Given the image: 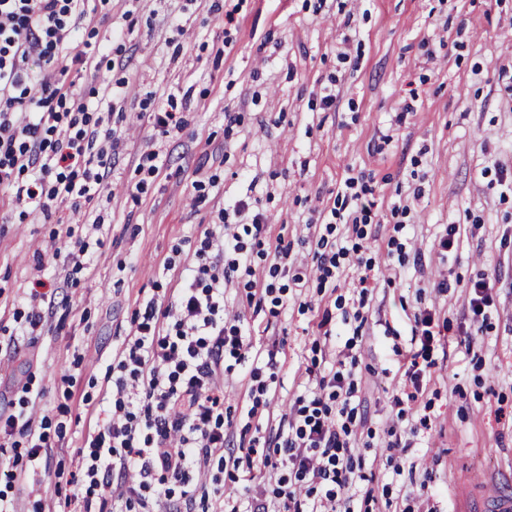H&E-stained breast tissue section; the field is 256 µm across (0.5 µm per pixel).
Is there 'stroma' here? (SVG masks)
<instances>
[{
    "mask_svg": "<svg viewBox=\"0 0 512 512\" xmlns=\"http://www.w3.org/2000/svg\"><path fill=\"white\" fill-rule=\"evenodd\" d=\"M98 18L79 51L100 69L64 76L91 112L93 89L112 88L109 125L120 138L93 229L58 205L57 220L23 212L0 190V399L19 403L33 381L43 396L50 449L35 475L12 489L17 512L75 490L77 450L90 405L135 311L182 286L204 231L218 213L249 202L262 213L266 249L291 248L285 274L268 261L238 272L224 303L252 329V354L278 347L270 417L248 428L238 376L224 383V451L255 434L274 436L281 414L318 389L314 352L330 368L343 336L324 337L317 315L360 326L355 368L362 420L353 428L362 478L356 512H456L458 498L498 481L512 495V0H96ZM338 90L323 107L325 90ZM181 131L149 120L168 93ZM159 152L163 165L148 169ZM366 187L371 222L358 239L347 178ZM349 248L335 286L316 281L317 225ZM88 241L95 263L76 270L53 259L61 228ZM457 243L443 249L448 228ZM368 293L359 297L360 278ZM284 287V303L250 301L247 280ZM491 285L492 304L473 319L471 287ZM448 290H440V282ZM54 294L36 335L20 326L35 284ZM365 322L357 324L355 312ZM443 336L416 400L396 406L414 350L416 316ZM406 452L389 454L388 428ZM371 499H364V492Z\"/></svg>",
    "mask_w": 512,
    "mask_h": 512,
    "instance_id": "obj_1",
    "label": "stroma"
}]
</instances>
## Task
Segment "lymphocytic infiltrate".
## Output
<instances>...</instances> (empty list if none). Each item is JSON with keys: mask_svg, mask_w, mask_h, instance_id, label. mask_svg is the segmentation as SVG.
<instances>
[{"mask_svg": "<svg viewBox=\"0 0 512 512\" xmlns=\"http://www.w3.org/2000/svg\"><path fill=\"white\" fill-rule=\"evenodd\" d=\"M89 2L0 0V184L47 220L64 201L77 210L98 204L112 165L111 128L61 78L68 64L90 63L74 49L91 18ZM34 58L44 62L36 73ZM265 232L258 214L242 232H204L177 295L146 302L108 366L112 384L77 453L76 492L56 508L35 501L33 512H104L109 500L124 512L192 507L199 476L225 457L224 377L251 348L250 327L224 316V285L254 262L243 236L259 241ZM356 346L348 338L341 359L320 376L319 393L297 397L281 416L273 446L227 457L236 471L277 470L270 496L230 503L217 488L214 512H355ZM278 370L273 352L251 368L248 418L269 406ZM22 392L23 410L0 417V435L26 438L25 471L0 473L9 487L38 468L49 446L30 413L42 392L29 383Z\"/></svg>", "mask_w": 512, "mask_h": 512, "instance_id": "1", "label": "lymphocytic infiltrate"}]
</instances>
